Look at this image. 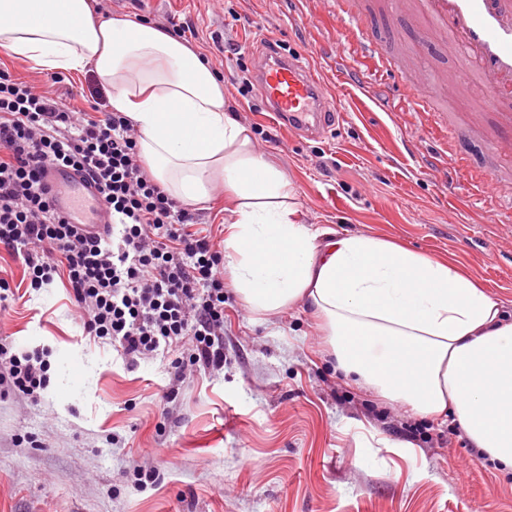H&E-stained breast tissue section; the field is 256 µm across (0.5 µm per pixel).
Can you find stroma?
<instances>
[{
	"label": "stroma",
	"instance_id": "stroma-1",
	"mask_svg": "<svg viewBox=\"0 0 512 512\" xmlns=\"http://www.w3.org/2000/svg\"><path fill=\"white\" fill-rule=\"evenodd\" d=\"M103 15L167 27L186 22L224 80L233 117L295 186L303 223L341 235H378L448 258L486 283L512 311V160L473 136L471 169L504 172L488 201L465 177L445 187L424 160L443 152L409 89L370 80L368 64L321 56L340 26L334 0H96ZM365 32L408 78L427 80L440 117L493 126L498 111L477 76L416 7V0H351ZM262 27L283 51L306 55L340 117L325 134L290 131L240 94L262 48ZM234 52H222L224 43ZM74 109L107 104L95 75L33 68L0 49V70ZM0 277L14 294L0 339L16 353L43 351L49 384L38 401L0 394V512H512V475L471 448L447 417L420 416L337 373L304 303L270 315L224 290V368L171 380V354L135 363L84 336L66 277L26 287L0 247ZM154 469L139 486L133 471Z\"/></svg>",
	"mask_w": 512,
	"mask_h": 512
}]
</instances>
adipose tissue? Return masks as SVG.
<instances>
[{
  "instance_id": "adipose-tissue-1",
  "label": "adipose tissue",
  "mask_w": 512,
  "mask_h": 512,
  "mask_svg": "<svg viewBox=\"0 0 512 512\" xmlns=\"http://www.w3.org/2000/svg\"><path fill=\"white\" fill-rule=\"evenodd\" d=\"M0 48L92 72L175 200L200 204L223 185L229 281L255 311L304 302L346 375L414 413L452 415L512 471V314L453 261L299 222L290 180L228 115L199 51L154 23L104 17L94 0H0Z\"/></svg>"
}]
</instances>
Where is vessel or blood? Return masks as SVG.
I'll use <instances>...</instances> for the list:
<instances>
[{
	"label": "vessel or blood",
	"mask_w": 512,
	"mask_h": 512,
	"mask_svg": "<svg viewBox=\"0 0 512 512\" xmlns=\"http://www.w3.org/2000/svg\"><path fill=\"white\" fill-rule=\"evenodd\" d=\"M420 7L492 92L491 104L500 110L496 142L502 150L512 149V113L501 109L512 101V0H420ZM339 17L347 25L337 34L336 52L354 44L363 53L376 54V46L365 41L352 12L340 10ZM257 88L268 111L293 131L320 132L335 125L339 116L319 75L302 54L263 55ZM51 179L54 185L66 187L56 196L61 214L78 226L91 225L77 200L95 198L94 188L65 171L53 172Z\"/></svg>",
	"instance_id": "vessel-or-blood-1"
}]
</instances>
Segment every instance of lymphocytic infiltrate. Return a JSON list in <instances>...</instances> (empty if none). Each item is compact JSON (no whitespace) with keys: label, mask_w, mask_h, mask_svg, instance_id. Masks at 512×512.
Returning <instances> with one entry per match:
<instances>
[{"label":"lymphocytic infiltrate","mask_w":512,"mask_h":512,"mask_svg":"<svg viewBox=\"0 0 512 512\" xmlns=\"http://www.w3.org/2000/svg\"><path fill=\"white\" fill-rule=\"evenodd\" d=\"M139 133L122 113L95 116L0 72V246L32 288L66 272L84 335L136 362L174 352L187 367H224L222 256L194 216L150 177ZM71 169L94 183L106 235L82 233L55 209L47 175ZM39 353L0 341V390L37 399L48 385Z\"/></svg>","instance_id":"obj_1"}]
</instances>
